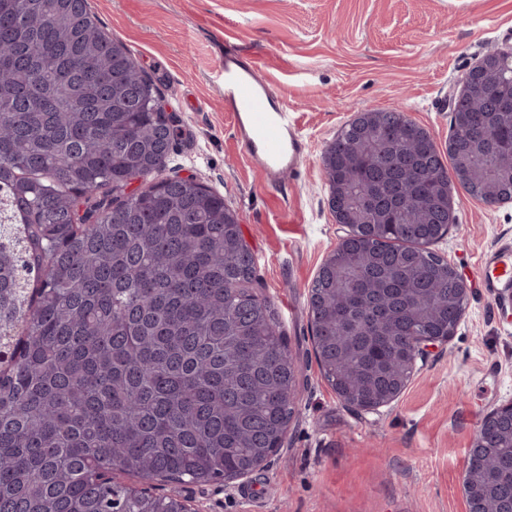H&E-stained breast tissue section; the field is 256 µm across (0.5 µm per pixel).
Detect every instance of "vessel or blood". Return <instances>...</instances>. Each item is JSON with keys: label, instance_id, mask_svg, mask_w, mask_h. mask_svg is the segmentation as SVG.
I'll use <instances>...</instances> for the list:
<instances>
[{"label": "vessel or blood", "instance_id": "obj_1", "mask_svg": "<svg viewBox=\"0 0 512 512\" xmlns=\"http://www.w3.org/2000/svg\"><path fill=\"white\" fill-rule=\"evenodd\" d=\"M219 70L224 77V109L231 112L243 154L271 187L295 172L307 155V144L288 104L258 74L256 63L227 49ZM480 280L487 293L512 278V247L498 248L480 261Z\"/></svg>", "mask_w": 512, "mask_h": 512}]
</instances>
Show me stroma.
Here are the masks:
<instances>
[{"instance_id": "1", "label": "stroma", "mask_w": 512, "mask_h": 512, "mask_svg": "<svg viewBox=\"0 0 512 512\" xmlns=\"http://www.w3.org/2000/svg\"><path fill=\"white\" fill-rule=\"evenodd\" d=\"M103 31L131 50L173 113L179 137L166 175L224 196L255 256V290L275 311L300 367L296 412L282 448L227 486L117 482L178 493L197 512H467L466 459L484 415L512 401V310L488 296L482 256L512 244V203L490 208L464 189L457 224L432 246L471 288L445 352L418 365L399 398L348 409L315 359L312 282L335 250L323 153L356 113L402 110L440 149L448 99L494 48L512 45V0H88ZM255 55L293 110L307 156L266 190L237 146L218 64L225 43Z\"/></svg>"}]
</instances>
